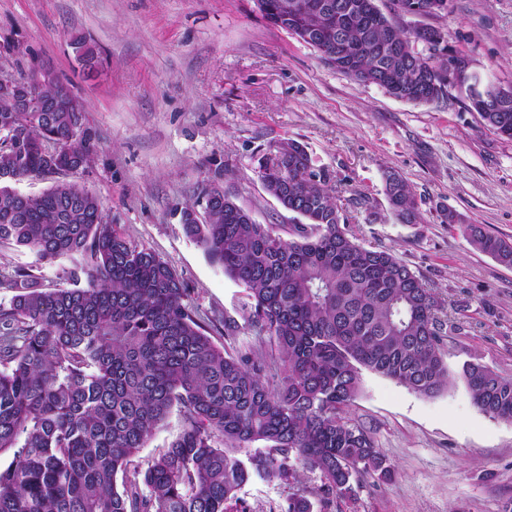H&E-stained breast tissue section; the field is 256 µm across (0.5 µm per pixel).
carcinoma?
I'll use <instances>...</instances> for the list:
<instances>
[{"label":"carcinoma","instance_id":"carcinoma-1","mask_svg":"<svg viewBox=\"0 0 512 512\" xmlns=\"http://www.w3.org/2000/svg\"><path fill=\"white\" fill-rule=\"evenodd\" d=\"M273 25L305 39L326 32L351 51L345 77L379 82L412 103L448 97V69L416 45L443 43L433 25L402 32V15L430 16L433 0H392L385 15L375 0H332L333 15L288 14L290 0H257ZM77 59L95 60L93 45L72 41ZM44 102L22 110L24 95ZM485 125L512 138V111L485 112ZM77 100L60 81H0V244L51 261L76 259L71 288L47 291L29 268L0 274L12 292L0 304V512H229L236 489L252 475L285 478L290 460L320 472L321 492L355 495L360 479L389 481L390 463L346 410L362 366L423 396L451 383L439 352L440 305L392 253L348 236L335 200L334 172L306 147L269 145L258 159L265 190L301 216L298 238L256 223L224 191L223 169L195 189L180 217L205 203V224L184 231L252 300L250 326L281 353L272 385L262 358L230 354L206 334L185 303L188 288L153 252L112 231L88 189L57 181L24 196L9 186L32 176H64L91 161ZM395 219H418L415 195L397 173L385 177ZM448 223L498 263L512 267V242L475 224ZM480 410L512 422V377L466 363L462 370ZM178 437L142 465L133 457L173 407ZM268 451L232 455L254 442Z\"/></svg>","mask_w":512,"mask_h":512}]
</instances>
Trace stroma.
Wrapping results in <instances>:
<instances>
[{
    "mask_svg": "<svg viewBox=\"0 0 512 512\" xmlns=\"http://www.w3.org/2000/svg\"><path fill=\"white\" fill-rule=\"evenodd\" d=\"M431 25L448 34L485 79L512 85V0H447ZM97 52L84 68L71 47ZM46 70L84 107L91 163L69 174L103 202L113 229L167 262L187 302L227 352L253 350L270 372L277 350L248 323L244 285L186 237L177 205L224 165V189L287 240L299 218L263 188L255 169L270 144L294 139L334 171L347 230L392 251L444 304L440 354L451 384L422 396L362 371L347 410L395 469L364 478L355 497L316 502L317 512H506L512 508V423L484 414L459 376L477 362L512 376V268L479 251L446 220L512 241V139L484 127L457 90L414 104L349 80L319 53L270 24L256 0H0V79ZM415 193L419 219L388 211L384 176ZM378 219H371V211ZM72 259L42 261L0 246V271L33 269L44 289L68 287ZM319 472L253 477L233 512H286Z\"/></svg>",
    "mask_w": 512,
    "mask_h": 512,
    "instance_id": "obj_1",
    "label": "stroma"
}]
</instances>
